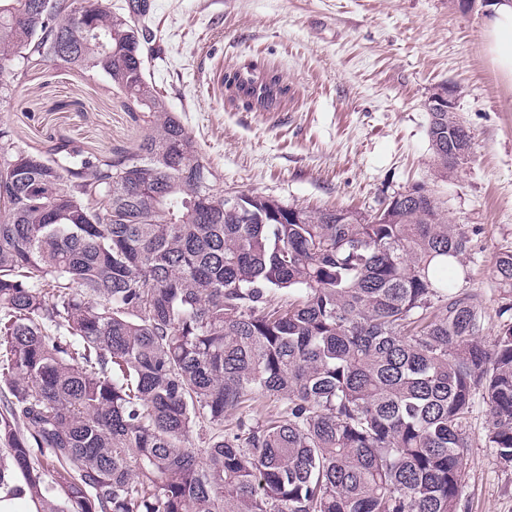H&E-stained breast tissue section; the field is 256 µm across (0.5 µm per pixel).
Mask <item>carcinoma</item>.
I'll list each match as a JSON object with an SVG mask.
<instances>
[{"label": "carcinoma", "mask_w": 512, "mask_h": 512, "mask_svg": "<svg viewBox=\"0 0 512 512\" xmlns=\"http://www.w3.org/2000/svg\"><path fill=\"white\" fill-rule=\"evenodd\" d=\"M40 4L0 0V104L30 70L76 68L152 130L112 156L0 128L4 497L30 512H460L478 393L512 466V320L486 347L480 294L449 276L469 238L432 192L390 223L280 221L258 194L249 218L229 213L146 76L148 13ZM225 81L263 108L287 92ZM434 135L450 174L471 136L446 112ZM495 272L511 299L512 250Z\"/></svg>", "instance_id": "1"}]
</instances>
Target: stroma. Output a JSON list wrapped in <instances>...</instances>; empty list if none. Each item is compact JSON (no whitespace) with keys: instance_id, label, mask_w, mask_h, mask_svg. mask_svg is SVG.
Returning a JSON list of instances; mask_svg holds the SVG:
<instances>
[{"instance_id":"1","label":"stroma","mask_w":512,"mask_h":512,"mask_svg":"<svg viewBox=\"0 0 512 512\" xmlns=\"http://www.w3.org/2000/svg\"><path fill=\"white\" fill-rule=\"evenodd\" d=\"M150 23L161 53L146 75L220 173L217 190L366 215L395 193L431 190L471 239L462 264L493 341L503 303L494 260L512 250V83L487 57L480 11L457 0H152ZM250 65L287 86L274 106H246L225 85ZM441 89L472 142L446 177L426 109ZM0 123L38 148L65 137L101 154L134 151L148 131L102 75L60 69L31 71ZM484 427L478 400L466 512H512V467Z\"/></svg>"}]
</instances>
